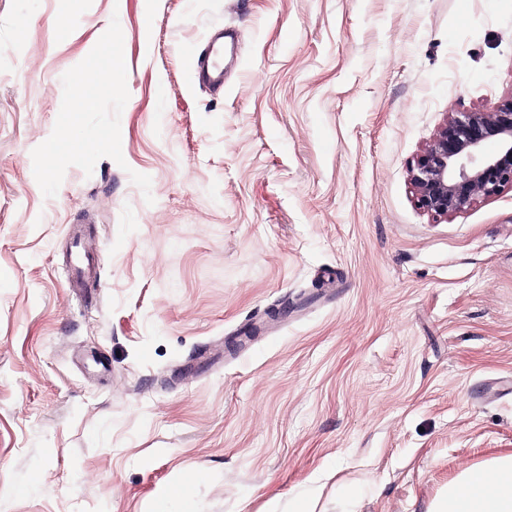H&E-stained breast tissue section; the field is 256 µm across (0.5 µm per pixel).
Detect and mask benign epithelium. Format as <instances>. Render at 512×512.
Segmentation results:
<instances>
[{
    "label": "benign epithelium",
    "instance_id": "obj_1",
    "mask_svg": "<svg viewBox=\"0 0 512 512\" xmlns=\"http://www.w3.org/2000/svg\"><path fill=\"white\" fill-rule=\"evenodd\" d=\"M411 168L416 203L451 217L512 186V96L494 111H456Z\"/></svg>",
    "mask_w": 512,
    "mask_h": 512
}]
</instances>
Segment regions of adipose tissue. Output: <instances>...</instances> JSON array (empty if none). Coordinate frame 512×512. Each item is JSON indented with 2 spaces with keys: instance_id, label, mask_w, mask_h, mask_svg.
I'll list each match as a JSON object with an SVG mask.
<instances>
[{
  "instance_id": "1",
  "label": "adipose tissue",
  "mask_w": 512,
  "mask_h": 512,
  "mask_svg": "<svg viewBox=\"0 0 512 512\" xmlns=\"http://www.w3.org/2000/svg\"><path fill=\"white\" fill-rule=\"evenodd\" d=\"M433 512H512V455L463 471Z\"/></svg>"
}]
</instances>
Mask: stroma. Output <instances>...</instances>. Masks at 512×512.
Wrapping results in <instances>:
<instances>
[{
    "instance_id": "35a3bbf8",
    "label": "stroma",
    "mask_w": 512,
    "mask_h": 512,
    "mask_svg": "<svg viewBox=\"0 0 512 512\" xmlns=\"http://www.w3.org/2000/svg\"><path fill=\"white\" fill-rule=\"evenodd\" d=\"M510 96L512 0H0V512H431L512 454V188L410 181ZM197 80L201 83L219 84L224 71V34L208 36L195 58ZM69 267L71 277L69 288L87 289L97 285L98 272L95 270L92 260L86 256V251L81 240L76 239L69 255Z\"/></svg>"
}]
</instances>
